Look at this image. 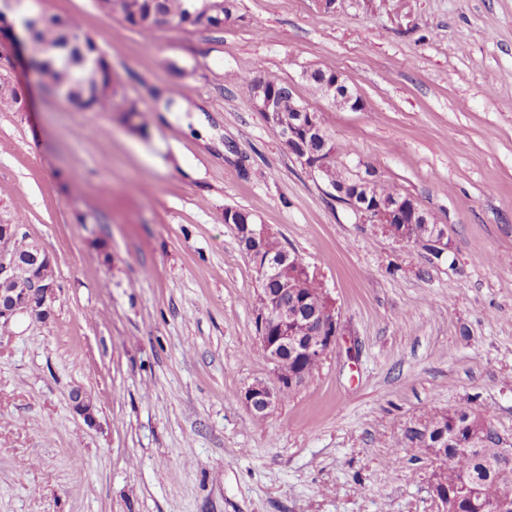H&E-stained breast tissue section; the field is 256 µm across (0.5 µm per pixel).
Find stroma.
<instances>
[{
    "label": "stroma",
    "instance_id": "1",
    "mask_svg": "<svg viewBox=\"0 0 512 512\" xmlns=\"http://www.w3.org/2000/svg\"><path fill=\"white\" fill-rule=\"evenodd\" d=\"M235 3L223 28L149 38L98 0L10 6L77 18L118 91L78 112L0 56L22 99L0 108V221L23 218L60 285L50 321L0 333V512H440L410 429L468 408L512 441V0ZM254 68L319 114L339 166L444 225L447 251L331 197L244 90ZM229 208L317 273L344 330L262 419L242 395L272 373ZM324 84L327 89L326 95L333 97L340 106L354 111L361 109V99L349 91L340 74L332 72V78L324 79ZM70 402L72 411L87 425H93L96 422V406L81 388L72 389Z\"/></svg>",
    "mask_w": 512,
    "mask_h": 512
}]
</instances>
